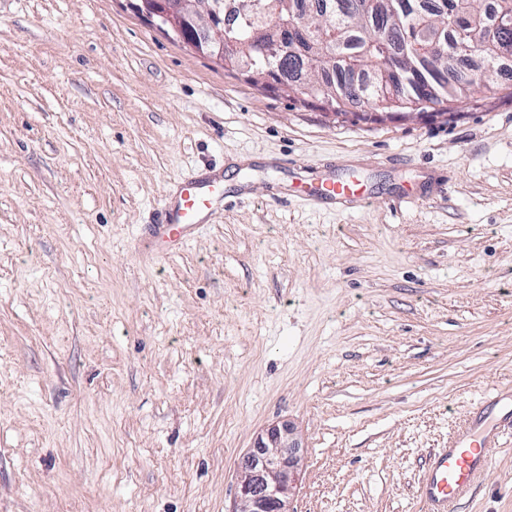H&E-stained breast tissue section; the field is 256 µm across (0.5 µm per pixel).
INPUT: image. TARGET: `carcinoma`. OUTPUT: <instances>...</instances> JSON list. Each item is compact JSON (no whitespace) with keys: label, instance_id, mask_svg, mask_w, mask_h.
I'll use <instances>...</instances> for the list:
<instances>
[{"label":"carcinoma","instance_id":"obj_1","mask_svg":"<svg viewBox=\"0 0 512 512\" xmlns=\"http://www.w3.org/2000/svg\"><path fill=\"white\" fill-rule=\"evenodd\" d=\"M249 2L237 0L238 15L227 33L238 53L251 60L248 78L273 71L276 83L305 100L329 102L336 112L348 106L363 112H450L474 93L507 88L503 80L508 67L492 55L501 42L512 47V29L491 34L483 22L485 0H470L473 50L464 58L454 50L453 9L435 5L436 0H318L321 6L309 10L302 8V0H264L269 15L299 26L284 34L266 24L268 38L288 39V52L277 58L257 50ZM322 29L334 33L336 51L349 56L353 66L338 65L320 74ZM382 38L399 57L396 75L387 72L377 49Z\"/></svg>","mask_w":512,"mask_h":512}]
</instances>
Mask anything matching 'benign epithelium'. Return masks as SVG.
<instances>
[{"label": "benign epithelium", "instance_id": "benign-epithelium-1", "mask_svg": "<svg viewBox=\"0 0 512 512\" xmlns=\"http://www.w3.org/2000/svg\"><path fill=\"white\" fill-rule=\"evenodd\" d=\"M193 0H138L142 13L159 16L178 30L198 33L197 53L224 61V0H206L199 20ZM299 442L291 426L274 425L258 437L237 470L238 507L232 512H291L289 499L300 478Z\"/></svg>", "mask_w": 512, "mask_h": 512}]
</instances>
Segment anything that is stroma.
Wrapping results in <instances>:
<instances>
[{"label":"stroma","instance_id":"35a3bbf8","mask_svg":"<svg viewBox=\"0 0 512 512\" xmlns=\"http://www.w3.org/2000/svg\"><path fill=\"white\" fill-rule=\"evenodd\" d=\"M224 172L178 253L167 190ZM367 201L315 206L303 178ZM512 409V94L332 115L129 0H0V512H232L293 426L292 512H422L423 465ZM457 512H512V441Z\"/></svg>","mask_w":512,"mask_h":512}]
</instances>
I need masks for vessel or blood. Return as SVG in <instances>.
I'll return each instance as SVG.
<instances>
[{"instance_id":"obj_1","label":"vessel or blood","mask_w":512,"mask_h":512,"mask_svg":"<svg viewBox=\"0 0 512 512\" xmlns=\"http://www.w3.org/2000/svg\"><path fill=\"white\" fill-rule=\"evenodd\" d=\"M358 184L323 179L308 188V200L316 205H336L360 199ZM224 207V177L207 171L183 180L169 195L150 225L146 243L159 254L176 252L189 241L200 224ZM512 437V414L486 425L476 412L455 432L448 447L429 458L420 487L424 512H456L457 500L471 487L487 463L485 449Z\"/></svg>"}]
</instances>
